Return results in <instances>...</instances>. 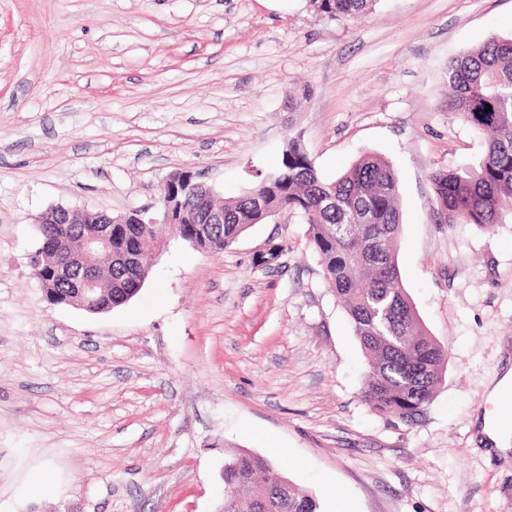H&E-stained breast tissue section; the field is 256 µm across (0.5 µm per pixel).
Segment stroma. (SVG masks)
Segmentation results:
<instances>
[{
	"mask_svg": "<svg viewBox=\"0 0 512 512\" xmlns=\"http://www.w3.org/2000/svg\"><path fill=\"white\" fill-rule=\"evenodd\" d=\"M512 36V0H0V512H216L226 447L324 512H512V456L475 420L512 367V221L440 223L431 175L484 140L450 58ZM298 138L332 180L363 152L400 185L402 285L447 366L424 418L372 411L367 359L296 214L214 254L171 234L123 306L50 302L33 217L120 215L189 169L224 199ZM375 0H311L310 5L329 21H343L368 13Z\"/></svg>",
	"mask_w": 512,
	"mask_h": 512,
	"instance_id": "1",
	"label": "stroma"
}]
</instances>
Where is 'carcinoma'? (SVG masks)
Segmentation results:
<instances>
[{
  "label": "carcinoma",
  "mask_w": 512,
  "mask_h": 512,
  "mask_svg": "<svg viewBox=\"0 0 512 512\" xmlns=\"http://www.w3.org/2000/svg\"><path fill=\"white\" fill-rule=\"evenodd\" d=\"M375 0H310L329 21L368 13ZM448 111L485 138L484 157L464 169L432 176L436 216L443 224L479 227L512 220V37L495 38L448 66ZM491 107L485 111V107ZM292 212L308 224L324 279L343 304L368 359L363 401L374 411L413 425L433 400L447 353L421 325L401 283L396 242L402 226L397 175L367 152L334 180L323 178L300 143L290 138L280 167L239 197L224 202V223L208 249L219 253L253 225L261 211ZM158 225L124 224L112 234V259L103 263L110 291L97 307L134 297L148 274L129 256L150 249ZM38 244L68 257L78 224L37 225ZM224 512H321L313 494L295 487L270 460L249 450L224 457Z\"/></svg>",
  "instance_id": "1"
}]
</instances>
